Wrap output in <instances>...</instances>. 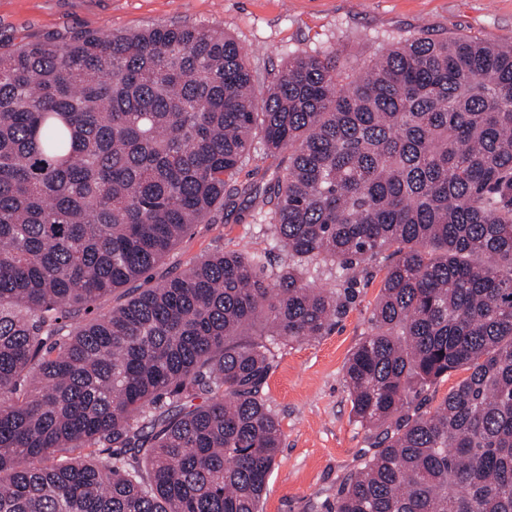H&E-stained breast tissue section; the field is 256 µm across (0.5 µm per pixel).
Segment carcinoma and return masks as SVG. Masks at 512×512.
Listing matches in <instances>:
<instances>
[{
    "label": "carcinoma",
    "instance_id": "carcinoma-1",
    "mask_svg": "<svg viewBox=\"0 0 512 512\" xmlns=\"http://www.w3.org/2000/svg\"><path fill=\"white\" fill-rule=\"evenodd\" d=\"M253 151L288 152L256 197L288 264L207 253L73 324L224 219ZM384 253L345 372L375 451L327 512H512V45L298 54L261 97L212 26L0 53V512H260L274 350L346 313L313 273ZM468 374V371L459 370L441 379L429 392V404L427 408L437 406L448 395V392L456 386L458 382L467 377Z\"/></svg>",
    "mask_w": 512,
    "mask_h": 512
}]
</instances>
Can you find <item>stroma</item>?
Returning a JSON list of instances; mask_svg holds the SVG:
<instances>
[{
    "instance_id": "stroma-1",
    "label": "stroma",
    "mask_w": 512,
    "mask_h": 512,
    "mask_svg": "<svg viewBox=\"0 0 512 512\" xmlns=\"http://www.w3.org/2000/svg\"><path fill=\"white\" fill-rule=\"evenodd\" d=\"M181 25L224 29L262 93L294 54L321 53L351 74L362 72L383 48L423 31L512 44V0H0V46ZM278 165L272 157L243 165L223 222L196 225L155 268L154 283L207 252L264 250L265 217L251 193L261 188L263 171ZM385 264L382 258L369 263L352 286L328 268L315 274L317 287H350L355 297L328 335L276 353L263 396L283 436L261 512H325L362 455L372 453L370 432L352 414L344 367L369 331Z\"/></svg>"
}]
</instances>
